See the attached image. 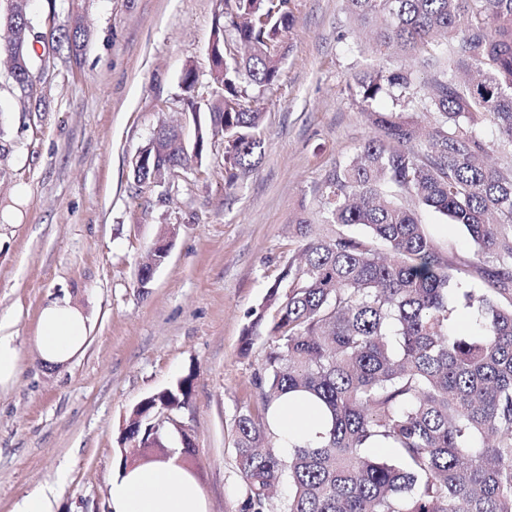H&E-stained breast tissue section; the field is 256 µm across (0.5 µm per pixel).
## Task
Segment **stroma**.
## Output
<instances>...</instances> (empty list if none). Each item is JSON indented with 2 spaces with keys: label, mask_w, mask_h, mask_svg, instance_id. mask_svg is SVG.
<instances>
[{
  "label": "stroma",
  "mask_w": 512,
  "mask_h": 512,
  "mask_svg": "<svg viewBox=\"0 0 512 512\" xmlns=\"http://www.w3.org/2000/svg\"><path fill=\"white\" fill-rule=\"evenodd\" d=\"M34 97L0 74V336L20 371L0 386V512L55 487L57 512H109L107 488L131 410L193 375L178 419L195 439L196 478L209 512H238L243 483L234 424L260 411L256 377L267 350L241 355L244 328L299 249L300 218L321 225L328 171L370 134L349 84L383 64L367 39L341 40L346 0H291L274 92L260 95L262 155L234 186L224 181V140L169 188L136 189L132 161L162 122L193 141L209 121L207 48L224 0H28ZM81 28L77 46L57 48ZM198 77V112L181 86ZM440 251L470 263L459 227L422 208ZM175 228L169 256L147 286L150 246ZM66 300L88 318L68 363L43 366L39 315Z\"/></svg>",
  "instance_id": "stroma-1"
}]
</instances>
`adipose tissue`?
Returning <instances> with one entry per match:
<instances>
[{"instance_id":"obj_1","label":"adipose tissue","mask_w":512,"mask_h":512,"mask_svg":"<svg viewBox=\"0 0 512 512\" xmlns=\"http://www.w3.org/2000/svg\"><path fill=\"white\" fill-rule=\"evenodd\" d=\"M87 317L69 302H53L39 318L36 348L43 363L60 366L70 360L86 335ZM272 431L281 441H317L326 420L316 411L275 401L269 410ZM110 512H208L195 475L176 459L137 463L118 469L108 488Z\"/></svg>"}]
</instances>
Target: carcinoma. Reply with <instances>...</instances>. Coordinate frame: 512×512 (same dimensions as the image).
<instances>
[{"instance_id":"obj_1","label":"carcinoma","mask_w":512,"mask_h":512,"mask_svg":"<svg viewBox=\"0 0 512 512\" xmlns=\"http://www.w3.org/2000/svg\"><path fill=\"white\" fill-rule=\"evenodd\" d=\"M230 2L208 47L224 57L211 75L218 91L210 122L197 125L190 149L178 142V127L162 126L144 146L138 190L161 170L202 163L219 134L231 187L261 148L264 113L252 108L248 88L274 89L294 16L290 0ZM347 3L355 20L375 27L372 49H394L402 60L355 76L351 95L374 134L323 180L320 213L330 234L313 237L308 220L299 221L300 261L282 276L288 293L271 285L242 333L241 355L260 336L268 350L258 377L262 414L247 410L235 421L239 512H271L284 481L289 494L276 512H512V164L489 162L496 148L512 154V0ZM33 27L20 7L0 14V58L25 82L33 80ZM414 62L432 73L425 89ZM384 95L392 109H371ZM409 113L431 117L428 128ZM485 125L497 130L495 141L482 136ZM418 206L468 235L485 287H466L461 274L469 270L435 248ZM461 308L476 316L467 334L454 325ZM192 385L189 374L133 408L125 440L137 442V458L171 456L176 434L179 461L197 466L185 433L146 428L160 409L176 415ZM287 393L311 400L328 426L317 445H293L285 456L268 412ZM377 441L395 459L369 454Z\"/></svg>"}]
</instances>
